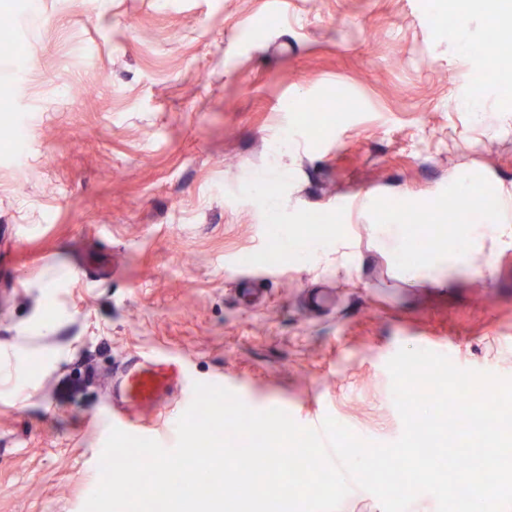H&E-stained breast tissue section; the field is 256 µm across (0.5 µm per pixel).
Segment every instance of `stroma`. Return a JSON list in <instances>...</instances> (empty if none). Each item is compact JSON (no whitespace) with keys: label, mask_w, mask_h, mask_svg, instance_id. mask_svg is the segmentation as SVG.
<instances>
[{"label":"stroma","mask_w":512,"mask_h":512,"mask_svg":"<svg viewBox=\"0 0 512 512\" xmlns=\"http://www.w3.org/2000/svg\"><path fill=\"white\" fill-rule=\"evenodd\" d=\"M497 6L0 0L19 50L0 54V512H82L94 419L136 353L380 443L403 430L399 349L450 341L456 366L512 377V246L443 280L391 255L409 214L447 224L449 173L512 190V54L472 52ZM349 195L365 206L337 213ZM314 212L339 251L280 250ZM95 251L119 259L111 280L75 274ZM243 261L275 266L256 307Z\"/></svg>","instance_id":"stroma-1"}]
</instances>
